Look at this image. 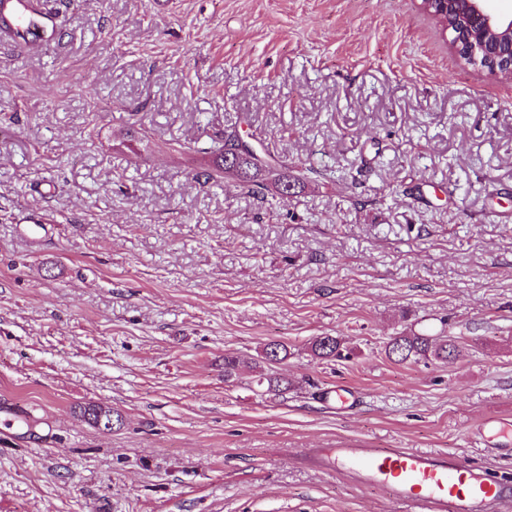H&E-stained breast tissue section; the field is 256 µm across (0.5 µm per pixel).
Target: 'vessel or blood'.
I'll return each mask as SVG.
<instances>
[{"label":"vessel or blood","instance_id":"b4317fda","mask_svg":"<svg viewBox=\"0 0 512 512\" xmlns=\"http://www.w3.org/2000/svg\"><path fill=\"white\" fill-rule=\"evenodd\" d=\"M50 0H0V35L30 51L41 47ZM329 470L348 469L354 483H372L409 512H505L512 482L502 481L448 452L368 448L344 443L318 451Z\"/></svg>","mask_w":512,"mask_h":512}]
</instances>
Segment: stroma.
<instances>
[{"label":"stroma","mask_w":512,"mask_h":512,"mask_svg":"<svg viewBox=\"0 0 512 512\" xmlns=\"http://www.w3.org/2000/svg\"><path fill=\"white\" fill-rule=\"evenodd\" d=\"M58 22L41 53L0 42V512H405L307 463L345 441L512 481V82L419 0ZM234 131L299 177L289 200L195 181ZM408 331L462 354L395 363ZM325 335L348 358L313 357ZM273 341L280 395L256 383ZM99 411L103 414L104 420L109 421L110 417L112 420L108 423L109 426L112 424L119 426L122 424V416L115 410H112L111 407H107L104 405L96 404V403H86L84 405L79 406V414L80 416L92 426L103 429V430H112V428H108L104 425V427H100L98 425V415H93V412Z\"/></svg>","instance_id":"35a3bbf8"}]
</instances>
